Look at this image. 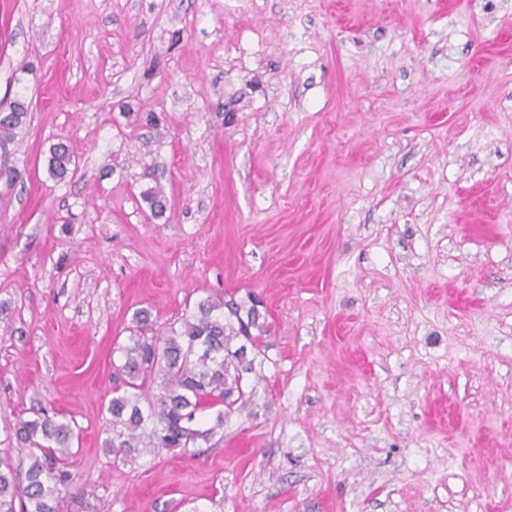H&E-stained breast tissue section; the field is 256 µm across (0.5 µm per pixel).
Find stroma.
I'll list each match as a JSON object with an SVG mask.
<instances>
[{"label":"stroma","mask_w":512,"mask_h":512,"mask_svg":"<svg viewBox=\"0 0 512 512\" xmlns=\"http://www.w3.org/2000/svg\"><path fill=\"white\" fill-rule=\"evenodd\" d=\"M16 97L0 458L74 421L61 512H512V0H0ZM249 292L265 378L208 451L106 454L134 311ZM72 162L73 155L65 143L59 142L50 147L47 170L51 177L57 181L64 180L70 172Z\"/></svg>","instance_id":"35a3bbf8"}]
</instances>
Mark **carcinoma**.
<instances>
[{"label": "carcinoma", "instance_id": "cac0c4a2", "mask_svg": "<svg viewBox=\"0 0 512 512\" xmlns=\"http://www.w3.org/2000/svg\"><path fill=\"white\" fill-rule=\"evenodd\" d=\"M28 105L16 98L0 111V178L12 182L9 145L27 123ZM73 155L59 142L49 149L47 170L62 181ZM151 215H163L161 191L143 192ZM268 332L258 295L244 299L208 296L197 301L180 328L162 334L145 309L134 312L128 343L119 347L117 370L125 389L105 408L109 418L102 447L116 458H133L160 448L184 452L208 443L224 419L249 399L265 378L262 336ZM29 450L25 480L10 466L0 468V512H60V487L67 485L74 427L65 417L33 408L15 427Z\"/></svg>", "mask_w": 512, "mask_h": 512}]
</instances>
